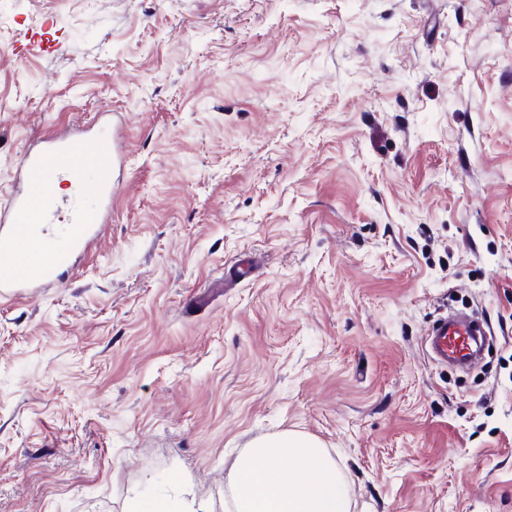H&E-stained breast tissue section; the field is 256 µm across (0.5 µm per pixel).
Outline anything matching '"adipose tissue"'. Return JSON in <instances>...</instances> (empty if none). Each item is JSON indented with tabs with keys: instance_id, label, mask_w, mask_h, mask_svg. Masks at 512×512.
Returning <instances> with one entry per match:
<instances>
[{
	"instance_id": "1",
	"label": "adipose tissue",
	"mask_w": 512,
	"mask_h": 512,
	"mask_svg": "<svg viewBox=\"0 0 512 512\" xmlns=\"http://www.w3.org/2000/svg\"><path fill=\"white\" fill-rule=\"evenodd\" d=\"M228 512H350L335 461L291 432L255 440L232 466Z\"/></svg>"
}]
</instances>
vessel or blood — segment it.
I'll return each instance as SVG.
<instances>
[{
	"label": "vessel or blood",
	"mask_w": 512,
	"mask_h": 512,
	"mask_svg": "<svg viewBox=\"0 0 512 512\" xmlns=\"http://www.w3.org/2000/svg\"><path fill=\"white\" fill-rule=\"evenodd\" d=\"M124 161L108 124L91 137L51 135L25 151L13 175L18 189L0 204V297H26L57 285L73 256L96 248L117 190L112 174ZM61 179L69 183L68 195L56 193ZM60 220L67 225L62 247L32 256L35 232ZM475 333L470 322L443 317L431 326L426 344L436 362L470 364Z\"/></svg>",
	"instance_id": "1"
}]
</instances>
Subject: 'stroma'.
<instances>
[{"label":"stroma","instance_id":"1","mask_svg":"<svg viewBox=\"0 0 512 512\" xmlns=\"http://www.w3.org/2000/svg\"><path fill=\"white\" fill-rule=\"evenodd\" d=\"M105 112L103 239L0 298V512H224L286 431L351 512H512V0H0V202ZM452 298L465 379L421 346ZM193 502L183 499L174 500L164 497H138L133 500L130 512H197L201 510Z\"/></svg>","mask_w":512,"mask_h":512}]
</instances>
